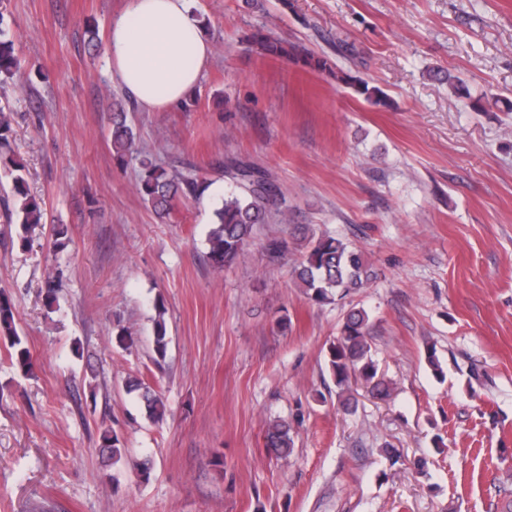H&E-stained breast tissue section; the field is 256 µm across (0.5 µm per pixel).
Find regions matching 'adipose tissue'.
Returning a JSON list of instances; mask_svg holds the SVG:
<instances>
[{
    "instance_id": "obj_1",
    "label": "adipose tissue",
    "mask_w": 512,
    "mask_h": 512,
    "mask_svg": "<svg viewBox=\"0 0 512 512\" xmlns=\"http://www.w3.org/2000/svg\"><path fill=\"white\" fill-rule=\"evenodd\" d=\"M193 0H126L106 40L112 74L139 106L161 112L195 89L213 48L200 29Z\"/></svg>"
}]
</instances>
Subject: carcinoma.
I'll return each mask as SVG.
<instances>
[{
  "instance_id": "1",
  "label": "carcinoma",
  "mask_w": 512,
  "mask_h": 512,
  "mask_svg": "<svg viewBox=\"0 0 512 512\" xmlns=\"http://www.w3.org/2000/svg\"><path fill=\"white\" fill-rule=\"evenodd\" d=\"M0 17V84L21 78V59L16 52L15 41L1 28ZM252 42L265 55L280 56L292 52L302 56L305 64L318 70L331 71L328 60L301 54L294 47L258 31L252 35ZM336 81L354 88L356 93L376 105H386L384 93L368 82L348 74H336ZM12 133L11 111L0 108V185L11 187V195L0 199L9 215L16 216L21 225L20 240L27 243V234L43 223L44 201L31 194L26 179L25 165L11 152L4 151L10 146ZM112 150L116 159L123 163L127 155L135 150L131 128L125 114L112 113ZM140 175L136 185L143 200L149 203L157 219L162 223L171 220L177 202L201 197L209 186L206 175L197 169L177 170L158 164L149 152L139 151ZM212 170L229 180L224 191V204L215 211V225L207 236L209 250L207 260L212 268L222 272L243 257L253 244L255 227L266 222L268 215L276 214L283 223H288V214L281 211L284 192L264 171L236 159L215 160ZM305 252L292 273L306 288L308 299L318 304L331 303L365 287L372 276L371 268L363 253L332 235L317 236L303 233ZM156 316L153 319L152 351L153 360L160 365L168 353L167 326L164 320L163 300L155 302ZM370 316L362 307H351L344 318L341 336L329 348L328 370L336 384L342 409H353L352 385L361 383L376 398H388L394 390L393 383L378 373L371 357L369 338ZM0 343L10 355L12 362L25 374L32 372L30 351L25 337L16 326L11 302L0 297ZM127 392L137 394L143 403L149 419L158 421L164 415V403L159 392L141 379L126 384ZM290 423L279 420L271 424L266 433L267 446L274 449L279 457L286 459L294 451ZM121 441L111 430L101 432L99 448L101 454L119 463L125 456Z\"/></svg>"
}]
</instances>
